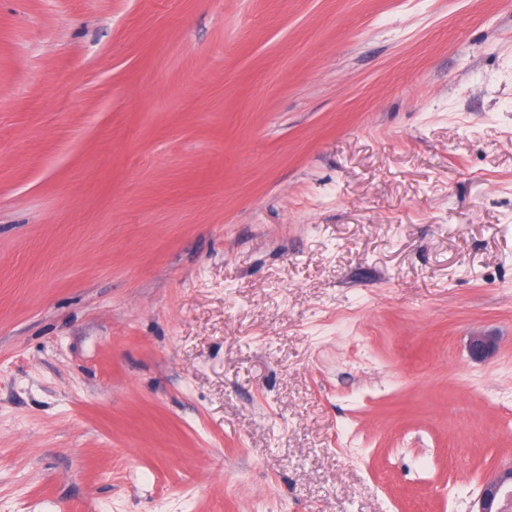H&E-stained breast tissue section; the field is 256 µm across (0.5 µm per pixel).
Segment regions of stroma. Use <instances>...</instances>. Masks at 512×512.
<instances>
[{
  "label": "stroma",
  "mask_w": 512,
  "mask_h": 512,
  "mask_svg": "<svg viewBox=\"0 0 512 512\" xmlns=\"http://www.w3.org/2000/svg\"><path fill=\"white\" fill-rule=\"evenodd\" d=\"M509 465L512 0H0V512Z\"/></svg>",
  "instance_id": "1"
}]
</instances>
